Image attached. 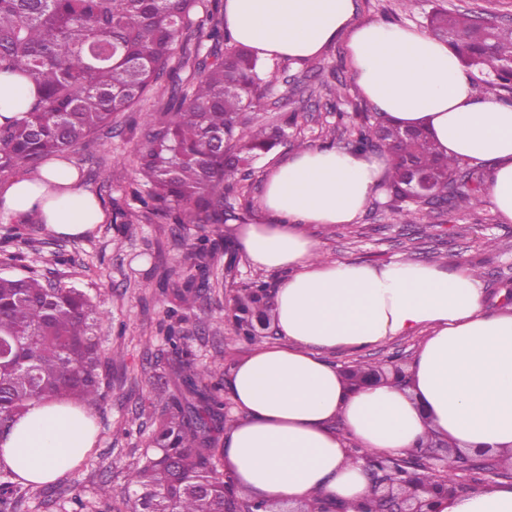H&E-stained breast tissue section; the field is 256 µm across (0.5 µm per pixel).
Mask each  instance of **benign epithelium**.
<instances>
[{
	"instance_id": "1",
	"label": "benign epithelium",
	"mask_w": 512,
	"mask_h": 512,
	"mask_svg": "<svg viewBox=\"0 0 512 512\" xmlns=\"http://www.w3.org/2000/svg\"><path fill=\"white\" fill-rule=\"evenodd\" d=\"M418 457L433 471L432 480L420 481L407 473L406 464L399 456L356 454L371 480V497L364 512H433L434 497L469 493L505 475L503 461L495 456L478 458L460 453L457 477L450 482L440 474L447 458L424 448L420 449Z\"/></svg>"
}]
</instances>
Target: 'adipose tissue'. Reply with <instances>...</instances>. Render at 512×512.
<instances>
[{"label":"adipose tissue","mask_w":512,"mask_h":512,"mask_svg":"<svg viewBox=\"0 0 512 512\" xmlns=\"http://www.w3.org/2000/svg\"><path fill=\"white\" fill-rule=\"evenodd\" d=\"M353 0H224L238 44L265 60L316 58L347 34L363 97L402 126L424 128L440 150L491 166L486 185L500 219L512 222V104L479 92L447 44L415 26L357 24ZM37 88L0 75V123L20 116ZM378 155L339 147L292 153L269 174L264 224L231 233L250 264L279 273L274 345L237 361L226 388L238 420L224 434V472L238 489L274 503H326L355 512L370 482L350 445L404 456L429 438L468 453L512 458V313L489 312L468 268L421 262L323 261L303 225L350 224L385 173ZM78 168L55 158L0 185V222L36 223L80 237L104 223ZM422 336L409 385L353 388L330 360L396 336ZM87 407L33 403L0 443V463L27 482H54L92 447ZM435 512H512V485L484 484L440 498Z\"/></svg>","instance_id":"ef3b65f1"}]
</instances>
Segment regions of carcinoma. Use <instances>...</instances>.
<instances>
[{"label":"carcinoma","mask_w":512,"mask_h":512,"mask_svg":"<svg viewBox=\"0 0 512 512\" xmlns=\"http://www.w3.org/2000/svg\"><path fill=\"white\" fill-rule=\"evenodd\" d=\"M222 0H0V74L31 80L40 90L19 119L0 124V172L36 168L108 127L112 115L141 107L164 79L171 80L165 109L145 113L139 150V207L121 213L126 228L156 216L169 224H195L189 264L172 289L175 322L166 342L178 358L186 395L171 394L154 419L152 455L128 474L134 512H267L266 502L241 495L224 478L223 449L212 431L223 415L219 388L204 382L213 370H198L179 311L194 307L209 287L208 271L219 251L225 267L236 253L221 248L209 224L236 219L224 199H244L247 166L275 147L278 125L243 129L245 112L268 93L276 75L249 49L230 43ZM426 29L448 42L487 92L512 94V26L481 16L434 8ZM197 33L209 42L191 43ZM181 58L172 65L174 49ZM191 72L188 82L178 71ZM350 150L388 158V206L404 224L450 208L480 206L484 172L438 150L424 133L403 129L378 112H361ZM431 179L429 199L415 193L412 176ZM269 284L256 277L232 309L234 335L247 343L263 339L269 322ZM102 312L82 290L52 284L35 273L0 276V438L9 434L33 402L102 398L97 326ZM28 490L0 464V512H19Z\"/></svg>","instance_id":"1"}]
</instances>
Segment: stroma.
<instances>
[{
    "label": "stroma",
    "instance_id": "1",
    "mask_svg": "<svg viewBox=\"0 0 512 512\" xmlns=\"http://www.w3.org/2000/svg\"><path fill=\"white\" fill-rule=\"evenodd\" d=\"M438 4L451 12L483 14L512 23V0H419L412 10L405 9L402 0H354V20L420 27ZM268 68L277 72L278 80L250 118L256 124L284 125L287 138L253 165L245 183L252 206L240 213L246 224L267 221L261 198L264 181L276 162L301 143L343 145V137L335 132L337 111L352 116L368 106L354 81L345 38H338L313 60L281 59ZM336 85L344 93L337 109L331 106L328 93ZM143 122L141 113H118L111 127L65 152L81 169L86 187L101 199L106 223L75 239L35 228L34 243L26 250L30 270L43 279L83 290L105 317L97 329L103 397L91 409L95 444L84 461L54 482L49 492L30 489L20 512H72L71 499L77 493L90 512H105L109 507L124 512L130 493L127 475L143 458L154 413L161 411L165 396L177 387V361L161 327L170 297L159 288L158 277L163 270L183 264L200 230L153 217L140 222L134 235H125L119 213L133 204L130 189L136 177L137 151L143 144ZM384 202V197L372 198L351 224L309 226L321 256L369 264L435 262L451 270L478 263L482 286L489 294H497L502 283L512 284V223L500 222L492 202L437 215L423 224L401 223ZM489 239L496 242V249L486 248ZM257 276L272 285L279 279L277 273L258 272L244 257L233 274H226L223 257H216L209 272L211 287L184 324L199 367L211 366L220 354L232 363L252 352L251 344L236 339L227 316L237 291ZM420 343V337L400 336L362 352L336 353L334 359L343 367L364 362L385 368L395 360L406 368ZM103 484L112 490L108 505L97 495Z\"/></svg>",
    "mask_w": 512,
    "mask_h": 512
}]
</instances>
